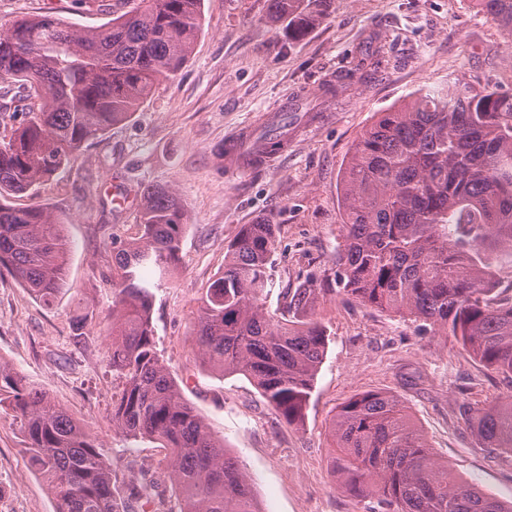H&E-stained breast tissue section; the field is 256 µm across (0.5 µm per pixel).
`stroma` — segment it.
<instances>
[{
	"label": "stroma",
	"mask_w": 512,
	"mask_h": 512,
	"mask_svg": "<svg viewBox=\"0 0 512 512\" xmlns=\"http://www.w3.org/2000/svg\"><path fill=\"white\" fill-rule=\"evenodd\" d=\"M130 7L129 0H0V24L49 12L92 29ZM202 10L194 52L174 81L157 85L130 118L72 154L48 181L10 196L13 206L47 209L71 252L68 285L53 306L0 276V362L90 430L112 463L117 497L130 501L146 471L163 493L158 512H174L165 449L112 427L122 383L102 324L112 307V257L136 233L144 189L164 187L185 203L188 230L178 272L154 291L157 352L183 397L238 458L264 512H372V499L346 491L332 473V419L367 391L399 396L450 470L512 499V459L480 448L460 412L464 404L476 410L511 398L512 380L471 359L453 337L338 294L319 300L314 317L330 342L296 428L243 376L203 367L192 336L198 299L241 225L276 227L269 309L283 307L284 289L325 287L340 241L342 170L360 135L378 113L420 90L461 82L512 91V54L504 50L512 35L472 0H329L299 39L270 18L267 0H203ZM372 35L384 47L382 63L373 74H354ZM345 74V90L323 95ZM289 97L302 109L288 117L287 144L264 164L226 169L225 139L259 132ZM116 184L125 206L112 200ZM90 310L94 320L80 323ZM23 448L17 426L0 417V512H55Z\"/></svg>",
	"instance_id": "obj_1"
}]
</instances>
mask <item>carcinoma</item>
Returning a JSON list of instances; mask_svg holds the SVG:
<instances>
[{
    "label": "carcinoma",
    "instance_id": "carcinoma-1",
    "mask_svg": "<svg viewBox=\"0 0 512 512\" xmlns=\"http://www.w3.org/2000/svg\"><path fill=\"white\" fill-rule=\"evenodd\" d=\"M326 0H268L274 20L297 38ZM202 0H135L96 29L50 14L0 26V272L43 305L67 287L63 225L41 207L6 197L52 177L75 151L128 119L161 82L173 81L194 50ZM512 34V0H473ZM288 128L260 134L268 154ZM343 224L333 288L285 292L269 310L264 294L276 250L275 225L243 224L224 248V270L198 300L193 336L201 364L246 378L290 426H300L327 351L312 318L338 291L370 308L421 320L458 340L485 368L512 378V295L502 296L488 244L512 246V92L450 84L419 91L381 112L356 143L341 177ZM183 201L166 188L143 193L138 233L112 263V372L123 380L113 427L166 449L177 512H261L248 476L224 441L187 403L160 359L152 289L181 261ZM0 413L23 434L32 467L55 512H126L112 464L96 439L27 378L0 364ZM480 447L512 457V399L463 407ZM333 475L383 512H512L448 471L395 394L368 391L333 419ZM133 496H155L147 478Z\"/></svg>",
    "mask_w": 512,
    "mask_h": 512
}]
</instances>
